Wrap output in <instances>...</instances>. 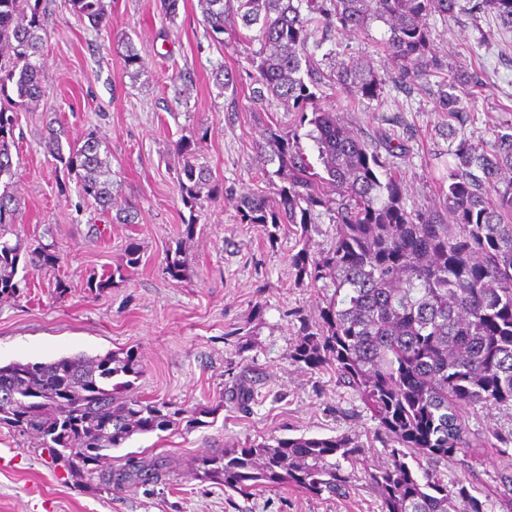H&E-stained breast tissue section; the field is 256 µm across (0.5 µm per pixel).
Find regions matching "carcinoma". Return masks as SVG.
I'll return each instance as SVG.
<instances>
[{"instance_id": "obj_1", "label": "carcinoma", "mask_w": 512, "mask_h": 512, "mask_svg": "<svg viewBox=\"0 0 512 512\" xmlns=\"http://www.w3.org/2000/svg\"><path fill=\"white\" fill-rule=\"evenodd\" d=\"M95 27L107 21L105 0H69ZM203 22L223 41L231 19L257 35L244 36L249 70L222 66L212 72L224 93L247 87L250 99H276L298 116L317 151L315 168L296 133L277 124L263 129L258 162L261 189L238 199L241 223L272 227L298 224L307 230L315 213L336 224L332 246L312 255H294L298 281L333 289L320 311L321 322L304 324L293 359L311 368L330 367L358 392L391 443L392 464L368 472L382 500L381 512H488L487 501L461 480L446 483L423 462L467 453L471 432L458 414L512 407V125L495 131L491 143L461 138L448 149V186L443 210L409 209L404 185L386 162L333 112L322 109L311 90L308 54L314 22L366 34L374 22L386 26L383 51L396 63L398 77L414 82L444 68L431 45L429 17L451 18L459 0H199ZM42 0H0V296L19 291L24 268H54L56 247L24 245L14 230L19 201L10 190L15 176L12 147L19 124L17 108L39 101L48 81L41 58L47 35ZM472 9L494 15L512 30V0H477ZM125 65L136 78L143 58L128 36ZM336 86L351 99L380 97L385 81L359 57L338 62L330 56ZM472 81L462 70L448 71L438 84L436 109L462 112L459 88ZM12 87L17 99L5 94ZM48 153L75 178L83 200L112 209L116 188L109 147L90 136L62 140L50 129ZM274 165L276 169L269 170ZM207 166L184 163L177 176L181 201L190 211L202 197L215 201L223 191L210 186ZM207 194H202V190ZM15 239H9V236ZM139 249L126 263L89 288L102 290L139 265ZM141 373L134 351L87 358L63 357L48 363L0 366V392L22 398L0 405V427L35 436L51 464L107 488L160 480L162 466L129 459L105 473L89 466L112 460L137 433L165 430L173 417L168 404L134 396ZM362 446L346 436L270 437L243 448L214 451L196 459L202 478L248 494L258 487L291 485L311 494L346 493L340 461L352 462Z\"/></svg>"}]
</instances>
